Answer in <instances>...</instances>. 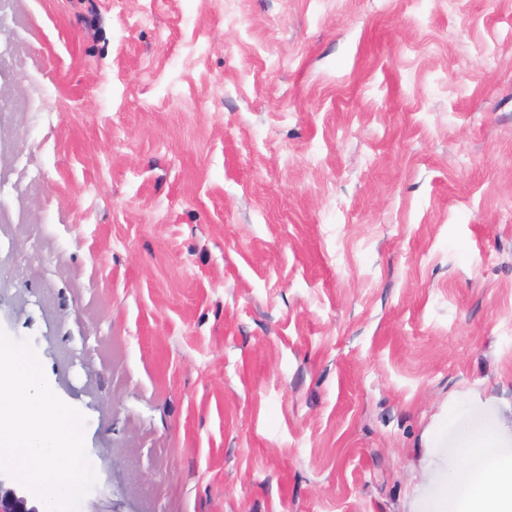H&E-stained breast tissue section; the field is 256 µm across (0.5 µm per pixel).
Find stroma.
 Masks as SVG:
<instances>
[{"label": "stroma", "instance_id": "obj_1", "mask_svg": "<svg viewBox=\"0 0 512 512\" xmlns=\"http://www.w3.org/2000/svg\"><path fill=\"white\" fill-rule=\"evenodd\" d=\"M0 91L80 512H443L512 452V0H5ZM463 465L448 475V512L512 511V455L496 445L489 430L473 435L462 448Z\"/></svg>", "mask_w": 512, "mask_h": 512}]
</instances>
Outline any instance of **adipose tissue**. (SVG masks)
<instances>
[{
	"label": "adipose tissue",
	"mask_w": 512,
	"mask_h": 512,
	"mask_svg": "<svg viewBox=\"0 0 512 512\" xmlns=\"http://www.w3.org/2000/svg\"><path fill=\"white\" fill-rule=\"evenodd\" d=\"M462 455L446 484L448 512H512V455L497 447L493 432L473 435Z\"/></svg>",
	"instance_id": "ef3b65f1"
}]
</instances>
